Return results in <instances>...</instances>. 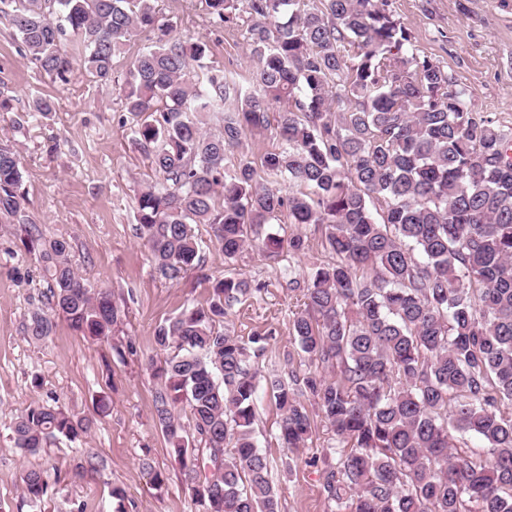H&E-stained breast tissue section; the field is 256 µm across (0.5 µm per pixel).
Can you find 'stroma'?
<instances>
[{"mask_svg":"<svg viewBox=\"0 0 512 512\" xmlns=\"http://www.w3.org/2000/svg\"><path fill=\"white\" fill-rule=\"evenodd\" d=\"M395 18L409 30L420 54L439 63L457 87L466 89L470 111L512 127V0H388ZM173 34L207 44L210 65L249 83L252 63L242 30L213 26L204 0H156ZM70 82L59 86L19 51V37L8 14L0 12V94L12 111L0 112V145L20 154L24 182L22 209L27 225L0 216V512H112V488L126 494L127 512H194L184 476L153 417L158 380L148 368L154 356L155 327L186 303L207 304L213 281L244 277L262 283L261 293L237 305L224 319L231 334L247 337L271 329L261 370H270L284 351L293 350L289 327L303 308L283 275L280 258L259 248L237 262H225L214 248L209 225L194 232L202 241L199 265L177 280L154 268L137 234L135 199L158 175L134 141L131 119L112 84L84 71L81 48L68 43ZM52 112L34 111L41 97ZM44 239L66 238L70 260L85 283L112 291L120 316L109 340L97 341L73 330L64 316L46 340L31 342L25 323L35 308L46 307L47 282L35 255L26 253L25 231ZM270 232L308 238L304 254L289 263L300 275L331 262L322 231L288 221ZM58 402L93 425L83 442H51L35 456H22L11 427L21 410ZM256 431L258 446L272 462L279 512H325L318 457L335 439L316 421L305 447L286 453L276 439L279 413L262 399ZM103 459L99 471L83 469L86 455ZM294 457L292 472L282 466ZM46 470L51 488L39 506L23 495L27 469ZM165 474L162 488L150 470Z\"/></svg>","mask_w":512,"mask_h":512,"instance_id":"stroma-1","label":"stroma"}]
</instances>
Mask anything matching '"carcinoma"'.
<instances>
[{
    "mask_svg": "<svg viewBox=\"0 0 512 512\" xmlns=\"http://www.w3.org/2000/svg\"><path fill=\"white\" fill-rule=\"evenodd\" d=\"M0 4L25 57L54 82L68 83V32L104 83L116 53L140 35L151 41L118 94L161 175L136 198L139 236L161 276L177 280L201 261L194 224L210 225L226 262L256 241L304 253V235L265 232L285 209L292 224L321 226L336 257L288 279L304 298L289 329L304 370L287 352L260 374L275 333L244 341L220 327L261 292L246 278L216 281L207 305L184 304L155 328L166 357L155 367L154 417L195 512H278L255 430L262 390L280 411L282 447L311 438L308 401L336 437V463L321 475L326 512H512V128L468 110L466 92L417 52L388 0H205L214 25L244 29L250 87L208 64L207 44L170 37L154 0ZM281 100L288 108L271 117ZM273 126L283 147L258 159L242 152L247 136ZM22 185L19 154L0 147V215L21 224ZM22 244L38 253L50 293V312L27 319L29 339L52 334V312L109 338L112 293L87 286L69 241L29 234ZM183 405L190 432L176 414ZM90 427L57 405L30 406L13 441L36 455ZM457 434L479 438L488 458L458 457ZM22 482L32 504L50 489L43 469Z\"/></svg>",
    "mask_w": 512,
    "mask_h": 512,
    "instance_id": "obj_1",
    "label": "carcinoma"
}]
</instances>
